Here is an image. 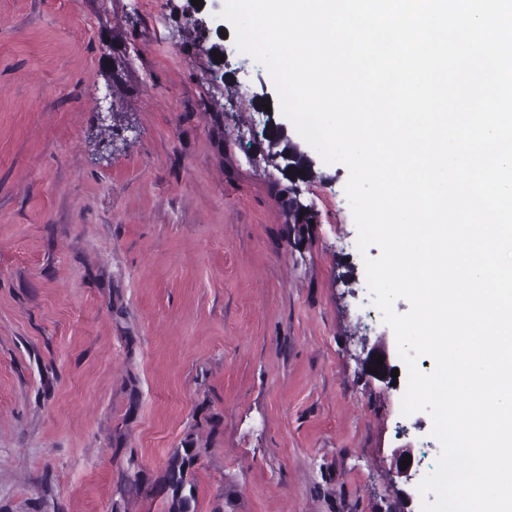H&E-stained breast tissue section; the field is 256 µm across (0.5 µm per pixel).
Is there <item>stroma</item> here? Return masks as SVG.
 <instances>
[{
  "instance_id": "1",
  "label": "stroma",
  "mask_w": 512,
  "mask_h": 512,
  "mask_svg": "<svg viewBox=\"0 0 512 512\" xmlns=\"http://www.w3.org/2000/svg\"><path fill=\"white\" fill-rule=\"evenodd\" d=\"M187 6L0 0V512H420L440 445L399 356L396 382L363 371L394 333L348 170L307 149L313 221L289 223L252 99L279 112L274 82L238 52L226 94L224 4L198 48ZM109 59L112 60V72L107 71L106 75L112 80V90L109 86L106 87L108 94H106L105 98L112 96V112L110 107L108 112H101L100 119L104 122L111 118L113 122L123 113L122 103H119L122 101V96L127 89V70L130 65V60L126 53L115 51L113 47L112 57H109Z\"/></svg>"
}]
</instances>
